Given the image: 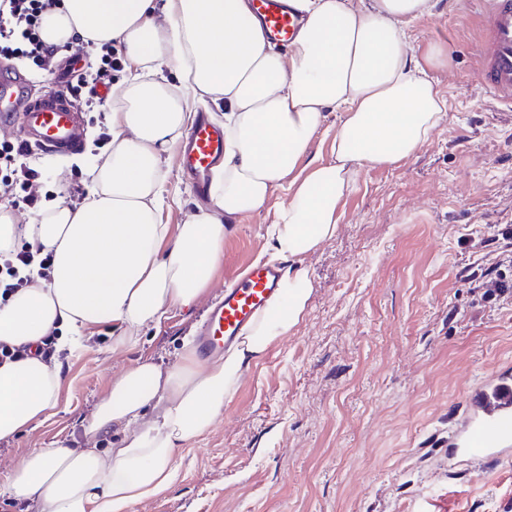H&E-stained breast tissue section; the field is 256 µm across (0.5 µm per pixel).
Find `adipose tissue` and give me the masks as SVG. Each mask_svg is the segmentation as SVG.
<instances>
[{
    "label": "adipose tissue",
    "instance_id": "adipose-tissue-1",
    "mask_svg": "<svg viewBox=\"0 0 512 512\" xmlns=\"http://www.w3.org/2000/svg\"><path fill=\"white\" fill-rule=\"evenodd\" d=\"M304 25L287 50L268 40L248 0H61L44 29L54 45L110 43L134 67L112 88V151L91 172L80 205L56 202L22 225L0 205V252L41 244L52 280L0 303V341L36 347L58 331L75 354L112 326L113 349L134 350L169 307H191L213 279L228 224L289 193L271 225L274 254L303 261L339 228L337 209L368 167L388 166L428 142L446 101L428 79L446 52L409 46L408 29L436 0H293ZM182 74L172 92L162 65ZM224 103V163L209 208L164 224L162 161L196 101ZM338 114L330 160L310 157L327 111ZM279 302L224 357L192 347L164 367L138 356L115 379L84 429L114 434L109 453L40 448L11 472L10 492L39 512H126L169 487L184 446L210 431L244 373L301 320L313 290L306 270L284 277ZM61 364L40 357L0 364V440L46 420L60 399Z\"/></svg>",
    "mask_w": 512,
    "mask_h": 512
}]
</instances>
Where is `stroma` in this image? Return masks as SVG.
I'll use <instances>...</instances> for the list:
<instances>
[{"instance_id":"1","label":"stroma","mask_w":512,"mask_h":512,"mask_svg":"<svg viewBox=\"0 0 512 512\" xmlns=\"http://www.w3.org/2000/svg\"><path fill=\"white\" fill-rule=\"evenodd\" d=\"M482 0H439L415 22L410 44L439 43L445 67L429 76L447 115L431 140L391 166L364 169L339 207L336 237L303 265L313 291L303 319L257 366L210 433L176 461L170 487L130 512H512V452L485 471L448 463L468 416L464 396L492 374L512 372V298H483L475 273L512 251V114L477 76ZM86 153L41 156L39 210L17 203L20 223L88 185L101 117L80 114ZM179 224L203 199L166 156ZM286 193L233 222L214 279L191 308L170 307L144 334L142 351L162 365L194 336L209 302L252 260L271 259L268 235ZM112 348L110 325L63 362L55 415L0 441V489L37 448H101L86 438L98 400L133 360Z\"/></svg>"}]
</instances>
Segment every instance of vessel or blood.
<instances>
[{"instance_id": "b4317fda", "label": "vessel or blood", "mask_w": 512, "mask_h": 512, "mask_svg": "<svg viewBox=\"0 0 512 512\" xmlns=\"http://www.w3.org/2000/svg\"><path fill=\"white\" fill-rule=\"evenodd\" d=\"M253 4L272 39L288 45L300 23L286 0H253ZM485 30L479 78L495 100L512 107V0H487ZM30 83L28 74L14 66L0 67V120L19 125V142L26 150L80 149L76 104L53 88L42 98L32 99ZM223 159V129L198 118L181 142L178 163L199 193L207 192L212 170ZM282 276L281 265L247 263L240 278L225 287L223 299L212 305L199 330L201 356L221 355L240 342L255 318L269 309ZM467 404L476 421L467 429L462 447L449 449L448 455L465 457L473 469L480 470L496 463L512 444V376L501 375L470 393Z\"/></svg>"}]
</instances>
